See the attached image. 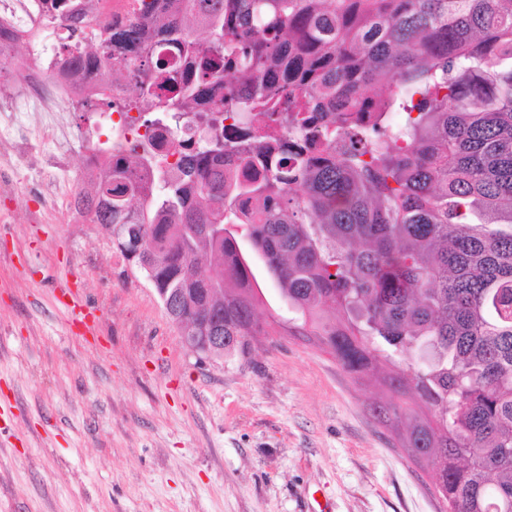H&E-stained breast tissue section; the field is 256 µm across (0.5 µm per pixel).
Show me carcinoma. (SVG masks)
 I'll use <instances>...</instances> for the list:
<instances>
[{"label":"carcinoma","instance_id":"carcinoma-1","mask_svg":"<svg viewBox=\"0 0 512 512\" xmlns=\"http://www.w3.org/2000/svg\"><path fill=\"white\" fill-rule=\"evenodd\" d=\"M164 2L152 35L178 46L186 76L145 56L129 96L104 83L78 110H135L147 130L196 110L209 136L180 140L174 164L142 136L76 205L102 228L139 226L143 249L124 258L157 293L181 289L185 315L214 289L226 354L265 333L230 229L244 225L299 315L293 334L357 377L383 373L398 401L373 411L408 420L402 448L433 467L448 512H512V0ZM39 3L57 30L51 73L94 78L141 54V0L116 20L87 0ZM226 112L241 119L230 137ZM231 139L260 167L224 174ZM403 352L430 358L409 372Z\"/></svg>","mask_w":512,"mask_h":512}]
</instances>
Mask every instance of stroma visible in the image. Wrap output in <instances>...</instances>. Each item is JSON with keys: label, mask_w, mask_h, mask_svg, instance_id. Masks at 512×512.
<instances>
[{"label": "stroma", "mask_w": 512, "mask_h": 512, "mask_svg": "<svg viewBox=\"0 0 512 512\" xmlns=\"http://www.w3.org/2000/svg\"><path fill=\"white\" fill-rule=\"evenodd\" d=\"M20 120L25 158L0 126V512H444L432 469L373 415L390 393L289 335L266 273V335L191 350L111 237L61 207L84 123L64 148L34 111Z\"/></svg>", "instance_id": "obj_1"}]
</instances>
